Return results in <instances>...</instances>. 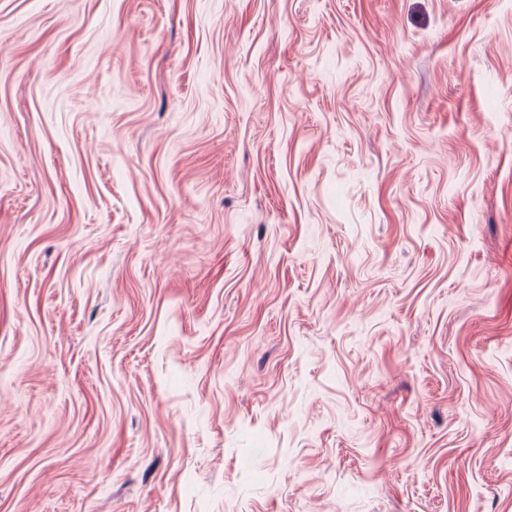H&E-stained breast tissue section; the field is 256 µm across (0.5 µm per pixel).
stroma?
Instances as JSON below:
<instances>
[{
  "label": "stroma",
  "mask_w": 512,
  "mask_h": 512,
  "mask_svg": "<svg viewBox=\"0 0 512 512\" xmlns=\"http://www.w3.org/2000/svg\"><path fill=\"white\" fill-rule=\"evenodd\" d=\"M0 512H512V0H0Z\"/></svg>",
  "instance_id": "obj_1"
}]
</instances>
